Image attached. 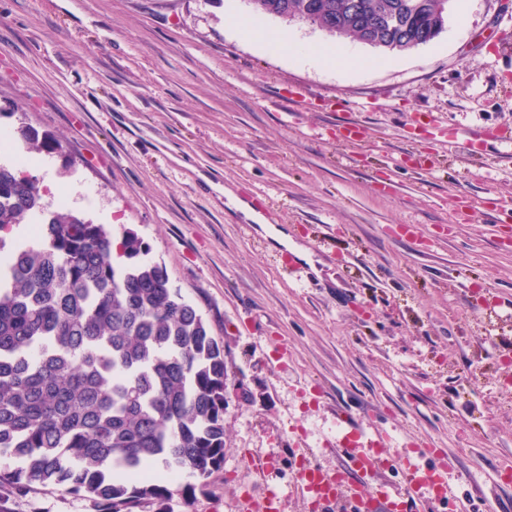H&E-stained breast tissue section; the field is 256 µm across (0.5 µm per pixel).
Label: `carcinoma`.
Returning a JSON list of instances; mask_svg holds the SVG:
<instances>
[{"mask_svg": "<svg viewBox=\"0 0 512 512\" xmlns=\"http://www.w3.org/2000/svg\"><path fill=\"white\" fill-rule=\"evenodd\" d=\"M255 15L298 20L386 52L444 28L441 0H248ZM27 153L50 136L17 129ZM40 238L7 246L21 224ZM104 224L44 201L37 180L0 162V490L50 484L99 512L140 501L168 512L166 483L204 482L224 465V345L131 231L113 262Z\"/></svg>", "mask_w": 512, "mask_h": 512, "instance_id": "obj_1", "label": "carcinoma"}]
</instances>
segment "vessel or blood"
<instances>
[{"label":"vessel or blood","instance_id":"b4317fda","mask_svg":"<svg viewBox=\"0 0 512 512\" xmlns=\"http://www.w3.org/2000/svg\"><path fill=\"white\" fill-rule=\"evenodd\" d=\"M490 139L506 147L512 145V137L499 130H483L463 141V151L467 156H478ZM343 429L342 466L332 473L321 468L305 470L300 483L303 497L315 504L342 505L350 502L354 505V512H415L418 502L423 499L439 502L446 498V463H438L426 472L409 457L393 461L383 452L380 441H363L353 421L344 420ZM395 464L399 465L402 475L403 487L399 490L375 480L381 469Z\"/></svg>","mask_w":512,"mask_h":512}]
</instances>
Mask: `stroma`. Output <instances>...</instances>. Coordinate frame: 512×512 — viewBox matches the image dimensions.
Segmentation results:
<instances>
[{
  "instance_id": "35a3bbf8",
  "label": "stroma",
  "mask_w": 512,
  "mask_h": 512,
  "mask_svg": "<svg viewBox=\"0 0 512 512\" xmlns=\"http://www.w3.org/2000/svg\"><path fill=\"white\" fill-rule=\"evenodd\" d=\"M233 12L250 7L0 0V131L52 134L38 184L135 231L227 354L224 466L174 477L169 512L272 491L310 512L300 471L335 468L340 411L389 455L448 461L433 512H512V225L487 220L512 205V159L460 150L512 132V0H448L410 51L351 41L346 71L261 50ZM343 116L368 146L337 143ZM420 119L458 136L412 137ZM0 512L98 508L48 486L0 493ZM493 138L509 149V152L511 151V136L504 135L497 129L483 130L468 136L462 143L463 151L468 157H476L484 150L485 142Z\"/></svg>"
}]
</instances>
